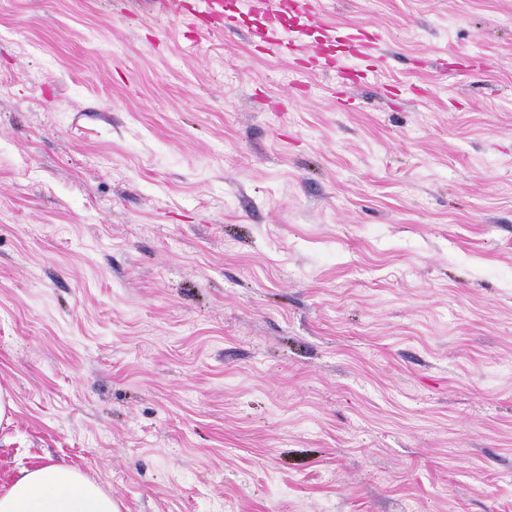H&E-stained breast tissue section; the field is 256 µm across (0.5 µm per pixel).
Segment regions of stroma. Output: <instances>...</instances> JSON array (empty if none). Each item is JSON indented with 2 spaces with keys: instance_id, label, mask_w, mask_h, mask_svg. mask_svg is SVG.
Returning <instances> with one entry per match:
<instances>
[{
  "instance_id": "1",
  "label": "stroma",
  "mask_w": 512,
  "mask_h": 512,
  "mask_svg": "<svg viewBox=\"0 0 512 512\" xmlns=\"http://www.w3.org/2000/svg\"><path fill=\"white\" fill-rule=\"evenodd\" d=\"M345 75L151 0H0V489L512 512V0H318Z\"/></svg>"
}]
</instances>
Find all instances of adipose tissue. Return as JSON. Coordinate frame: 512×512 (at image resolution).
Returning <instances> with one entry per match:
<instances>
[{
  "instance_id": "adipose-tissue-1",
  "label": "adipose tissue",
  "mask_w": 512,
  "mask_h": 512,
  "mask_svg": "<svg viewBox=\"0 0 512 512\" xmlns=\"http://www.w3.org/2000/svg\"><path fill=\"white\" fill-rule=\"evenodd\" d=\"M0 512H116L109 495L79 470L47 464L0 491Z\"/></svg>"
}]
</instances>
